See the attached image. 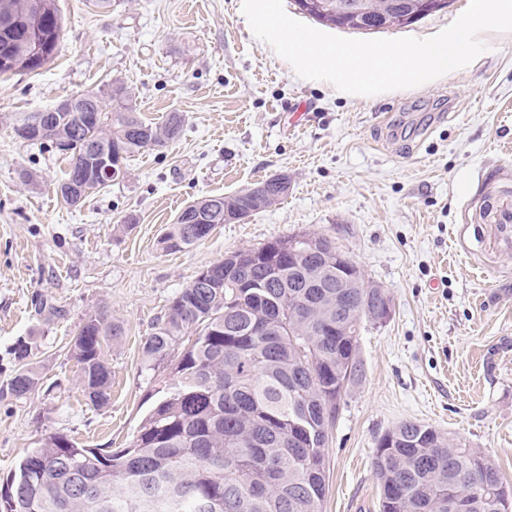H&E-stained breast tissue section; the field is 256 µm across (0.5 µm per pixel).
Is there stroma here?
<instances>
[{
  "label": "stroma",
  "instance_id": "stroma-1",
  "mask_svg": "<svg viewBox=\"0 0 512 512\" xmlns=\"http://www.w3.org/2000/svg\"><path fill=\"white\" fill-rule=\"evenodd\" d=\"M468 3L450 0L383 35L427 37ZM57 5V56L0 75V382L18 337L39 345L36 389L0 395V476L52 433L126 447L154 387L142 346L173 295L228 252L317 232L392 300L390 318L362 332L364 376L340 404L322 512H379L374 450L406 420L481 451L512 495V253L494 247L491 228L493 205L512 206V33L487 32L479 66L453 79L360 99L300 78L253 36L241 0ZM115 82L146 122L183 114V135L131 157L122 182L68 207L56 194L65 156L20 142L12 121ZM23 169L39 175L37 187L21 181ZM277 174L287 196L185 251H163L186 204ZM42 299L63 316L44 320ZM102 310L124 333L105 349L112 397L97 408L69 348Z\"/></svg>",
  "mask_w": 512,
  "mask_h": 512
}]
</instances>
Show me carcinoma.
<instances>
[{
  "instance_id": "cac0c4a2",
  "label": "carcinoma",
  "mask_w": 512,
  "mask_h": 512,
  "mask_svg": "<svg viewBox=\"0 0 512 512\" xmlns=\"http://www.w3.org/2000/svg\"><path fill=\"white\" fill-rule=\"evenodd\" d=\"M390 18L373 7L350 25L380 30ZM63 23L56 0H0V74L35 72L58 53ZM112 100L100 114L95 103ZM74 112L44 110L48 142L67 141L69 170L57 194L70 206L72 184L86 183L98 166L85 150L97 142L113 154L117 174L133 154L159 150L180 138L184 119L171 113L163 125L143 121L129 92L115 84L77 95ZM263 198L247 187L232 195L205 196L176 216L162 244L180 252L224 223V209L255 212L286 190L264 181ZM208 210L206 222L196 207ZM238 249L210 265L211 286L191 281L170 300L153 325L142 354L144 367L170 366L169 380L126 448L80 446L62 433L41 439L13 474L0 480V512H322L329 477L326 448L340 400L362 379V325L376 323L391 305L385 289L336 287L338 247L320 238L316 250L276 264L234 259ZM248 278L260 288H236ZM122 325L104 313L90 316L73 337L70 355L80 367L79 386L93 406L109 403V341ZM193 340L182 347L185 338ZM36 342L12 347L14 369L0 388L21 399L37 386ZM373 468L380 512H500L507 496L496 466L464 444L448 451V437L414 421L400 423L377 441Z\"/></svg>"
}]
</instances>
